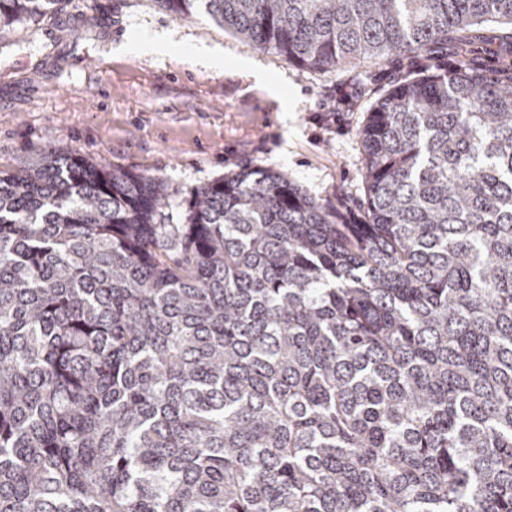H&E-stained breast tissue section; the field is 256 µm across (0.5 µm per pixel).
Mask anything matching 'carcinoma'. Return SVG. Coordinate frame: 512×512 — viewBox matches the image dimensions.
I'll list each match as a JSON object with an SVG mask.
<instances>
[{
	"instance_id": "obj_1",
	"label": "carcinoma",
	"mask_w": 512,
	"mask_h": 512,
	"mask_svg": "<svg viewBox=\"0 0 512 512\" xmlns=\"http://www.w3.org/2000/svg\"><path fill=\"white\" fill-rule=\"evenodd\" d=\"M63 0H0V39ZM330 73L459 67L367 113L361 220L242 166L0 171V512H512V0H158Z\"/></svg>"
}]
</instances>
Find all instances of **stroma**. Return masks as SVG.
<instances>
[{"label": "stroma", "mask_w": 512, "mask_h": 512, "mask_svg": "<svg viewBox=\"0 0 512 512\" xmlns=\"http://www.w3.org/2000/svg\"><path fill=\"white\" fill-rule=\"evenodd\" d=\"M92 13L99 22L90 28ZM154 35L167 36L170 50L140 51L141 38ZM203 46L220 50V68L193 63ZM244 56L264 64L278 96L235 69ZM455 61L438 48L409 63L392 55L319 73L202 17L175 18L157 0H66L0 39V170L55 148L157 176L179 224L196 187L249 163L282 171L351 220L364 196L368 109L400 78L449 71Z\"/></svg>", "instance_id": "obj_1"}]
</instances>
